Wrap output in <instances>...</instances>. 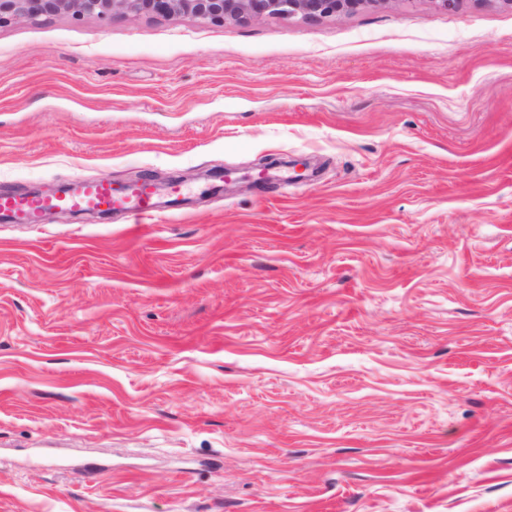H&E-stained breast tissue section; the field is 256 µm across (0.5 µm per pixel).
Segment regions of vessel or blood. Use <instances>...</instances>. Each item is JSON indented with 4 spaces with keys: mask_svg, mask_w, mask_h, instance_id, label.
Instances as JSON below:
<instances>
[{
    "mask_svg": "<svg viewBox=\"0 0 512 512\" xmlns=\"http://www.w3.org/2000/svg\"><path fill=\"white\" fill-rule=\"evenodd\" d=\"M154 188L142 182L134 189L113 184L111 177L79 180L75 191L65 197L28 198L0 192V214L18 224H38L44 216L58 210H120L132 217L154 214Z\"/></svg>",
    "mask_w": 512,
    "mask_h": 512,
    "instance_id": "b4317fda",
    "label": "vessel or blood"
}]
</instances>
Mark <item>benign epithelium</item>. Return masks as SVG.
<instances>
[{
  "label": "benign epithelium",
  "instance_id": "7a95c632",
  "mask_svg": "<svg viewBox=\"0 0 512 512\" xmlns=\"http://www.w3.org/2000/svg\"><path fill=\"white\" fill-rule=\"evenodd\" d=\"M392 0H0V26L35 21L41 16L70 14L103 19L120 13L130 17L190 16L216 24H246L264 17L320 22Z\"/></svg>",
  "mask_w": 512,
  "mask_h": 512
}]
</instances>
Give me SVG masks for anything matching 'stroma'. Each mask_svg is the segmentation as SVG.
Wrapping results in <instances>:
<instances>
[{
  "instance_id": "35a3bbf8",
  "label": "stroma",
  "mask_w": 512,
  "mask_h": 512,
  "mask_svg": "<svg viewBox=\"0 0 512 512\" xmlns=\"http://www.w3.org/2000/svg\"><path fill=\"white\" fill-rule=\"evenodd\" d=\"M0 512H512V10L0 27ZM154 188L147 181L132 190L112 183V177L80 179L75 191L65 197L28 198L0 192V214L16 224H40L44 216L58 210H120L128 216L157 215Z\"/></svg>"
}]
</instances>
